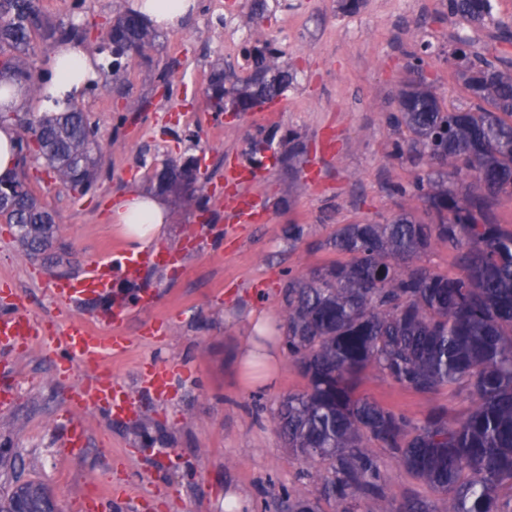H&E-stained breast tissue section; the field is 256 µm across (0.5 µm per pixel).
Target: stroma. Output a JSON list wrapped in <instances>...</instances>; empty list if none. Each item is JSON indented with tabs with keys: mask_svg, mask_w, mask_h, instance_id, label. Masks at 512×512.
<instances>
[{
	"mask_svg": "<svg viewBox=\"0 0 512 512\" xmlns=\"http://www.w3.org/2000/svg\"><path fill=\"white\" fill-rule=\"evenodd\" d=\"M390 0L379 12L364 0L346 12L341 0H266L258 30L280 37L282 58L296 79L268 111L216 114L204 89L214 70L228 83L250 77L251 62L224 53V28L207 25L210 0L196 6L177 27L160 30L141 54L129 58L108 91L85 92L84 110L110 137L94 190L79 196L43 175L38 162L27 173L34 194L47 204L55 224V253L69 263L71 277L108 250H127L111 219L113 206L128 192L153 193L152 175L171 160L200 158L207 176L211 222L182 196L163 197L170 219L156 244L176 253L178 267H159L117 291L152 290L156 309L138 312L126 325L133 343L127 355L108 360L113 379L134 391L135 416L114 419L99 408L81 413L87 431L82 452L67 453L62 440L71 418L69 395L85 378L56 373L54 357L37 344L19 355L0 354V382L14 384L16 401L0 411V496L16 483L37 480L51 491L60 512H75L81 496L131 489L112 502V512H225L224 500L241 495L242 512H265L282 490L318 497L321 463H304L286 448L271 414L306 382L289 358H282L273 384L247 383L236 366L254 320H278L289 274L347 262L331 244L344 224L384 222L408 198L400 185L415 181L408 164L390 160L394 140L388 117L393 98L409 71L411 52L427 44L425 75L445 105L467 94L448 60L457 38L487 58L512 57L497 23L512 24V0H493L492 20L481 27L449 17L440 0ZM40 0L53 23L90 26L113 16V0ZM296 132L302 151L284 160L286 137ZM270 158L247 185L257 204L251 224H233L225 207L224 172L246 165L251 155ZM8 280L43 324L65 321L51 295L55 281L43 258L25 257L14 230L0 220V280ZM160 320L164 334L147 336V322ZM176 370L167 399L139 389L147 363ZM358 391L379 404L418 419L434 405L447 408L449 422L471 409L466 386L433 395L401 387L375 367L362 374Z\"/></svg>",
	"mask_w": 512,
	"mask_h": 512,
	"instance_id": "1",
	"label": "stroma"
}]
</instances>
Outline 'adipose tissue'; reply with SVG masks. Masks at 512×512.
Segmentation results:
<instances>
[{
	"label": "adipose tissue",
	"instance_id": "obj_1",
	"mask_svg": "<svg viewBox=\"0 0 512 512\" xmlns=\"http://www.w3.org/2000/svg\"><path fill=\"white\" fill-rule=\"evenodd\" d=\"M96 75L92 59L83 51L72 47L58 48L51 55L44 74L46 88L54 96L53 102L47 103V110H55L56 100L81 90L86 80ZM113 219L133 250L138 251L160 234L166 214L160 201L131 192L117 205Z\"/></svg>",
	"mask_w": 512,
	"mask_h": 512
}]
</instances>
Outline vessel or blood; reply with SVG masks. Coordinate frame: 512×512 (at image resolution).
Listing matches in <instances>:
<instances>
[{"label": "vessel or blood", "mask_w": 512, "mask_h": 512, "mask_svg": "<svg viewBox=\"0 0 512 512\" xmlns=\"http://www.w3.org/2000/svg\"><path fill=\"white\" fill-rule=\"evenodd\" d=\"M241 167H231L224 177L227 187L226 201L231 204L235 223L250 224L255 220V202L242 190L245 183ZM174 255L164 247L155 246L137 253L117 251L112 256L91 263L85 275L76 281L55 282L52 295L63 308L71 309L80 303L108 297L112 310L107 315L108 330H99L86 319L73 317L66 320L61 331L38 325L20 304H13L10 311L0 314V350L16 352L37 343H48L62 350L59 372L70 375L78 364L94 369L95 374L76 386L70 394V403L76 409L104 407L109 415L127 417L136 410V400L121 384L96 374L111 358L124 356L131 339L124 333L125 322L131 309L151 308L155 297L149 291L138 294L135 303H127L117 294V281L132 279L147 267H162L174 262ZM175 373L164 363L149 364L142 387L157 397L170 392Z\"/></svg>", "instance_id": "1"}]
</instances>
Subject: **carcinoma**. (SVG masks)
I'll return each mask as SVG.
<instances>
[{
	"label": "carcinoma",
	"instance_id": "obj_1",
	"mask_svg": "<svg viewBox=\"0 0 512 512\" xmlns=\"http://www.w3.org/2000/svg\"><path fill=\"white\" fill-rule=\"evenodd\" d=\"M448 15L485 25L491 0H444ZM55 29L39 0H0V78L28 94L51 98L37 80L27 55L34 30ZM154 26L118 0L115 17L97 39L121 52L111 73L139 53ZM253 78L224 86V73L211 75L209 106L226 111L235 99L254 106L281 96L295 76L268 40L248 51ZM457 77L470 95L465 107L447 108L426 78L402 83L390 115L404 129L389 157L419 169L412 189L398 193L420 201L427 220L410 209L383 224H345L334 246L346 263L288 275L282 318L288 356L306 379V390L280 401L272 421L288 449L302 460L327 464L318 475L321 499L293 497L288 490L275 512H357L358 497L378 512H434L416 491L390 495L378 450L395 457L418 482L446 495L441 512H512V230L496 222L492 207L512 198V61L490 60L459 40L451 52ZM24 127L20 160L34 151L54 181L79 194L98 179L105 139L75 100L64 112L23 116L0 105V122ZM190 158L167 163L156 173L161 192L178 188L204 210L207 180ZM0 217L16 228L21 252L31 258L53 244L56 225L20 173L3 180ZM455 252L462 270L450 278L421 266L435 244ZM374 366L398 385L423 395L466 385L473 408L456 424L447 411L431 408L420 421L360 397L357 380ZM25 495L30 512L51 499L37 481L17 485L0 501V512Z\"/></svg>",
	"mask_w": 512,
	"mask_h": 512
}]
</instances>
